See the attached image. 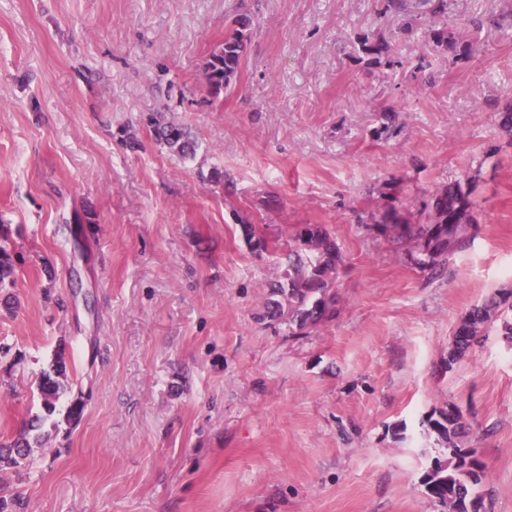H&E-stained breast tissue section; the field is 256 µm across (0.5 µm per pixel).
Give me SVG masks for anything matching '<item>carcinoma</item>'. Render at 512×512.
Segmentation results:
<instances>
[{
	"mask_svg": "<svg viewBox=\"0 0 512 512\" xmlns=\"http://www.w3.org/2000/svg\"><path fill=\"white\" fill-rule=\"evenodd\" d=\"M233 29L224 38L220 49L207 59L204 70L210 93L216 97L230 88L237 78L246 49L250 18L240 15L232 22ZM151 125L158 142L173 153L187 156L195 151L196 140L188 128L169 122L165 115L151 117ZM472 191L462 190L457 184H450L436 195L434 212L429 217L420 251L423 258L417 264L423 268L437 269L447 261L448 256L460 251L473 236V218L470 209ZM309 243L319 250L321 260L308 268L301 260L292 264L288 274V285L278 284L273 293L285 297L288 316L299 325L317 322L333 314V297L326 294L330 275L337 271L340 256L335 245L320 228L310 226L304 229ZM505 294L500 293L473 307L459 322L448 350L445 368L453 369L469 351L491 322L501 316L500 307ZM66 366L63 360L56 361L51 372L40 375L36 386L42 409L47 415L56 411L57 403L67 385ZM429 429L439 442L446 447V457L436 459V472L425 482L430 496L444 504L448 512H483V486L486 480V466L475 452L465 448L461 439L466 436V423L461 412L450 406L438 412L437 417L427 420ZM32 446L26 435L11 442H0V470L20 467L31 453Z\"/></svg>",
	"mask_w": 512,
	"mask_h": 512,
	"instance_id": "carcinoma-1",
	"label": "carcinoma"
}]
</instances>
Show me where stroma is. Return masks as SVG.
<instances>
[{
  "label": "stroma",
  "instance_id": "1",
  "mask_svg": "<svg viewBox=\"0 0 512 512\" xmlns=\"http://www.w3.org/2000/svg\"><path fill=\"white\" fill-rule=\"evenodd\" d=\"M240 15L215 98L203 64ZM510 106L512 0H0V439L43 417L0 487L22 512H443L427 420L451 403L486 512H512V306L444 368L466 312L512 291ZM472 181L470 244L420 268L438 189ZM308 224L342 263L332 317L302 326L271 286L318 262ZM250 18L240 15L232 22L233 29L224 38L220 49L207 59L204 70L210 93L219 97L237 78L246 49ZM151 125L158 142L167 147L170 152L187 156L195 151L196 140L188 128L168 122L162 113L151 117ZM66 366L62 359L56 361V366L51 372H43L36 386L38 398L42 409L47 415L56 411L57 403L67 385Z\"/></svg>",
  "mask_w": 512,
  "mask_h": 512
}]
</instances>
